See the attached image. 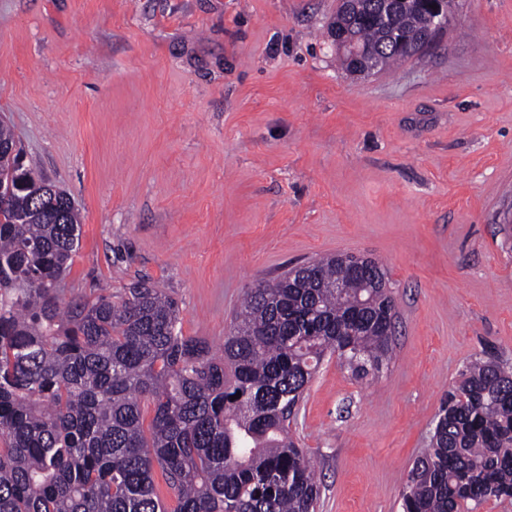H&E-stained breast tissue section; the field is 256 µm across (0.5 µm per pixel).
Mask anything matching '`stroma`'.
Instances as JSON below:
<instances>
[{
    "instance_id": "35a3bbf8",
    "label": "stroma",
    "mask_w": 512,
    "mask_h": 512,
    "mask_svg": "<svg viewBox=\"0 0 512 512\" xmlns=\"http://www.w3.org/2000/svg\"><path fill=\"white\" fill-rule=\"evenodd\" d=\"M338 0H0V113L82 216L62 301L145 278L183 335L224 341L260 280L385 267L395 358L329 356L291 432L319 512H400L465 365L512 366V0H453L428 51L365 76Z\"/></svg>"
}]
</instances>
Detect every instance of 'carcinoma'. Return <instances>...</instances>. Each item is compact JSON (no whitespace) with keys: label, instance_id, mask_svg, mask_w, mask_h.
Instances as JSON below:
<instances>
[{"label":"carcinoma","instance_id":"cac0c4a2","mask_svg":"<svg viewBox=\"0 0 512 512\" xmlns=\"http://www.w3.org/2000/svg\"><path fill=\"white\" fill-rule=\"evenodd\" d=\"M381 2L356 0L336 25L384 71L413 58L437 20L416 0ZM14 143L0 122V174L43 193H0V512H317L321 485L290 425L326 356L360 379L391 361L397 312L379 262L326 256L257 282L218 355L182 335L176 300L149 280L63 306L81 214L19 165ZM489 499L512 500V367L490 358L448 389L400 508Z\"/></svg>","mask_w":512,"mask_h":512}]
</instances>
